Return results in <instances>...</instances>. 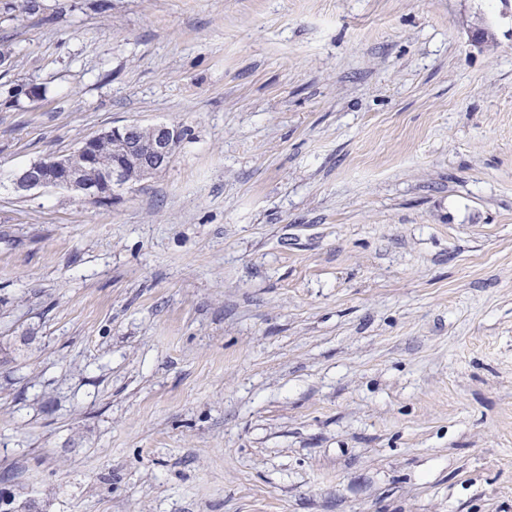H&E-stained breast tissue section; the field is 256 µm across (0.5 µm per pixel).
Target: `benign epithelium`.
I'll use <instances>...</instances> for the list:
<instances>
[{
    "mask_svg": "<svg viewBox=\"0 0 512 512\" xmlns=\"http://www.w3.org/2000/svg\"><path fill=\"white\" fill-rule=\"evenodd\" d=\"M182 135L176 125L144 126L138 122L114 126L82 140L69 154L51 156L29 165L16 179L20 191L65 189L105 201L127 188L126 168L134 163L143 176L151 175L172 160ZM102 142L113 144L117 153L104 156Z\"/></svg>",
    "mask_w": 512,
    "mask_h": 512,
    "instance_id": "7a95c632",
    "label": "benign epithelium"
}]
</instances>
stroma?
Segmentation results:
<instances>
[{"label":"stroma","mask_w":512,"mask_h":512,"mask_svg":"<svg viewBox=\"0 0 512 512\" xmlns=\"http://www.w3.org/2000/svg\"><path fill=\"white\" fill-rule=\"evenodd\" d=\"M22 2L0 487L45 512H512V0ZM134 120L183 136L116 201L16 190Z\"/></svg>","instance_id":"1"}]
</instances>
